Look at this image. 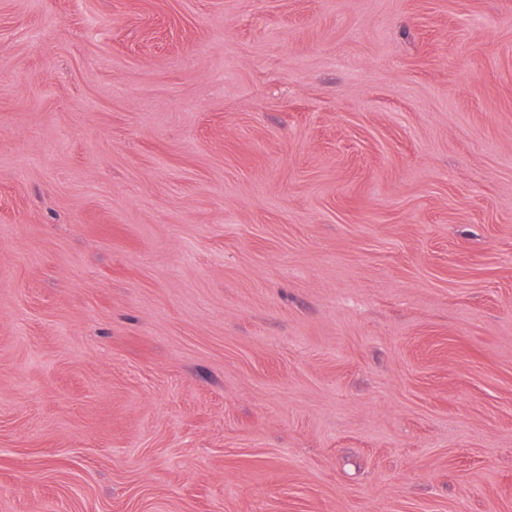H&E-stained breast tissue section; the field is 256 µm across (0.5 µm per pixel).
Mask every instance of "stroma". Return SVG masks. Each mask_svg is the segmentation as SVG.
I'll use <instances>...</instances> for the list:
<instances>
[{
	"label": "stroma",
	"mask_w": 512,
	"mask_h": 512,
	"mask_svg": "<svg viewBox=\"0 0 512 512\" xmlns=\"http://www.w3.org/2000/svg\"><path fill=\"white\" fill-rule=\"evenodd\" d=\"M0 512H512V0H0Z\"/></svg>",
	"instance_id": "35a3bbf8"
}]
</instances>
